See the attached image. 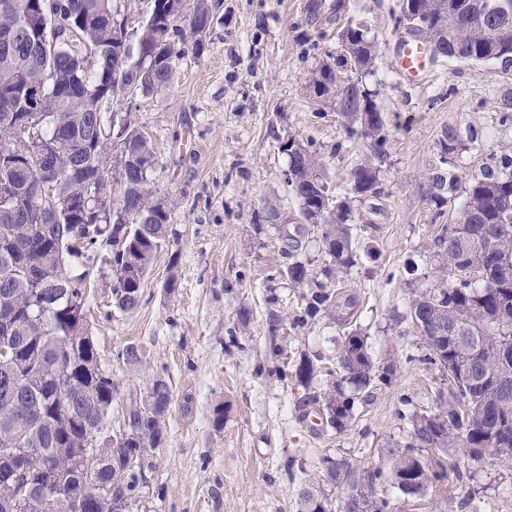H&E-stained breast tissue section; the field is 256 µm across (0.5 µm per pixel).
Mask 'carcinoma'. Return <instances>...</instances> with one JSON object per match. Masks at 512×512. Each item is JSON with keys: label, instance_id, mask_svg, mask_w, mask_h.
Returning <instances> with one entry per match:
<instances>
[{"label": "carcinoma", "instance_id": "obj_1", "mask_svg": "<svg viewBox=\"0 0 512 512\" xmlns=\"http://www.w3.org/2000/svg\"><path fill=\"white\" fill-rule=\"evenodd\" d=\"M430 28L445 36L429 47L433 60H454L474 66L512 67V14L498 13L497 0H416ZM342 4L310 0L308 12L317 17ZM211 24L207 0H193L191 12L173 11L170 0H154L152 17L138 29L129 28L114 12L112 0H0V225L13 233L0 235V512L22 499L23 509L41 512L40 494L19 495L13 459L30 453L29 465L49 470L57 496L56 512H130L145 480L149 453L164 444L165 418L171 404L168 385L153 383L146 399L128 411L126 427L99 440L108 430V415L116 388L102 368L94 341L79 325L76 311L87 306L85 282L91 258L87 252L101 244L106 227L98 215L75 204L62 224H39L33 212L31 186L42 184L41 202L59 204L80 188L83 167L102 166L104 149L90 142L92 133L110 122L111 103L122 97L147 96L165 87L184 54V32L193 35ZM376 40L347 22L338 34V50L319 61L307 83L322 104L336 108L348 139L361 140L367 153L350 170L349 193L338 197L326 173L324 156L309 142L290 136L282 146L288 154L285 182L297 203V228L278 224L279 240L300 248L295 235L307 226L329 256L315 273L300 260L286 267L298 288L308 289L305 314L352 306L337 303L336 281L356 266L361 255L353 240V203L381 194L380 171L387 157L389 123L380 92L366 82L377 66ZM44 82L43 97L32 103L31 83ZM46 114L37 133L48 141L52 164L40 169L17 142L13 111ZM438 164L428 174L430 201L437 210L448 203L459 179L443 165L460 145L448 132L438 139ZM123 148L133 159L124 180L106 175L104 189L120 186L116 202L130 214V232L113 241L112 302L123 311L138 307L145 279L157 255L167 245L168 202L155 196L151 175L159 159L152 144L134 123L123 129ZM466 201L455 223L442 224L434 246L442 277L431 287L415 291L408 305L412 331L434 318L463 324L473 369L461 372L459 352L451 340L420 338L424 354L414 359L435 369L448 382L433 408L411 415L410 439L386 450L387 469H365L351 458L325 455L316 476L306 483L300 512H327L322 487L353 486L354 497H343L341 512H402L406 502L419 509L428 491L452 473L460 477L464 463L478 461L474 452L496 433L506 448L498 452L512 460V149L480 169L465 186ZM278 208L263 205L254 224H272ZM470 241L463 251L458 225ZM67 277H56L59 255ZM44 280L32 288L33 273ZM316 371L303 358L294 377L306 388ZM395 376L392 365L379 366L364 337L349 332L336 353V371L327 387L306 393L297 402L302 417L323 409L325 423L338 433L352 424L356 393L371 396ZM354 393H346V387ZM95 446L100 487L84 482L76 449ZM435 449L441 458L428 462L423 451ZM137 452L136 464L127 457ZM388 484L404 499L395 502L382 486Z\"/></svg>", "mask_w": 512, "mask_h": 512}]
</instances>
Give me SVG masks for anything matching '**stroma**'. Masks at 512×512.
Instances as JSON below:
<instances>
[{
	"label": "stroma",
	"instance_id": "35a3bbf8",
	"mask_svg": "<svg viewBox=\"0 0 512 512\" xmlns=\"http://www.w3.org/2000/svg\"><path fill=\"white\" fill-rule=\"evenodd\" d=\"M308 2L209 0L213 21L202 50H187L160 91L111 105L154 143V188L170 201L169 244L139 306H113L108 248L95 249L88 283L89 331L116 386L112 430L124 427L129 407L145 400L154 381L171 391L165 442L150 456L131 512H298L321 456L385 466V449L409 430L397 415L400 398L416 411L435 403L440 378L412 359L419 341L408 303L412 292L435 284L434 238L439 225L454 222L465 194L436 209L427 174L444 131L472 129L481 141L450 158V170L464 178L512 145V122H502L500 112L501 98L512 96V72L440 61L423 81L409 83L394 71L403 34L399 0H346L343 20L315 24ZM347 19L366 21L376 38L378 65L368 82L380 86L391 124L383 193L354 207L364 256L338 288L356 299L351 324L322 313L297 326L307 292L285 274L289 259L274 225L255 232L253 213L266 202L290 216L298 211L280 149L290 136L327 154L336 194L348 187L360 150L347 142L335 110L318 105L307 86L321 57L335 52ZM244 308L245 323L238 317ZM350 328L379 364L395 365L396 375L372 397L356 399L353 424L338 435L299 421L296 402L306 390L325 388ZM129 346L138 363L125 360ZM313 355L320 362L309 387L296 385L297 364ZM217 408L224 412L218 428ZM511 484L512 463L491 456L470 465L462 480L430 490L420 512H465L462 503L475 492L496 512H512V498L501 493Z\"/></svg>",
	"mask_w": 512,
	"mask_h": 512
}]
</instances>
